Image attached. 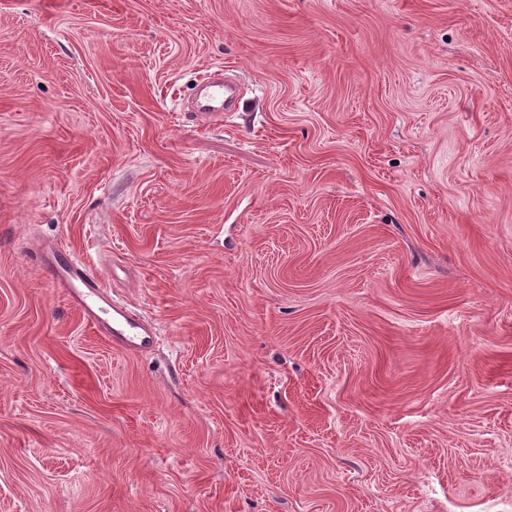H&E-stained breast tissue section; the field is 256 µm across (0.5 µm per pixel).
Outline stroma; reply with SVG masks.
I'll use <instances>...</instances> for the list:
<instances>
[{
	"label": "stroma",
	"instance_id": "35a3bbf8",
	"mask_svg": "<svg viewBox=\"0 0 512 512\" xmlns=\"http://www.w3.org/2000/svg\"><path fill=\"white\" fill-rule=\"evenodd\" d=\"M0 512H512V0H0ZM202 80L205 84L200 85L199 98L196 102L197 112H192L196 117L205 120L221 118L223 113L217 112L224 109V86L221 81H209L206 73ZM44 266L51 269L55 286L66 292L88 321L99 330L107 331L114 344L129 348H145L151 344L152 328L131 317L124 307L112 304L111 297L102 289L101 279L79 257L59 252ZM88 299H92L95 305H91ZM103 306L111 310L112 327L99 314L106 312Z\"/></svg>",
	"mask_w": 512,
	"mask_h": 512
}]
</instances>
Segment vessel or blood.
Returning a JSON list of instances; mask_svg holds the SVG:
<instances>
[{"label":"vessel or blood","instance_id":"obj_1","mask_svg":"<svg viewBox=\"0 0 512 512\" xmlns=\"http://www.w3.org/2000/svg\"><path fill=\"white\" fill-rule=\"evenodd\" d=\"M196 106L197 117L217 119L224 108L223 86L214 81L202 84ZM47 265L55 286L66 292L88 321L99 330L108 331L114 344L129 348L151 344L152 328L131 317L124 307L114 304L100 278L79 257L61 252L48 260Z\"/></svg>","mask_w":512,"mask_h":512}]
</instances>
